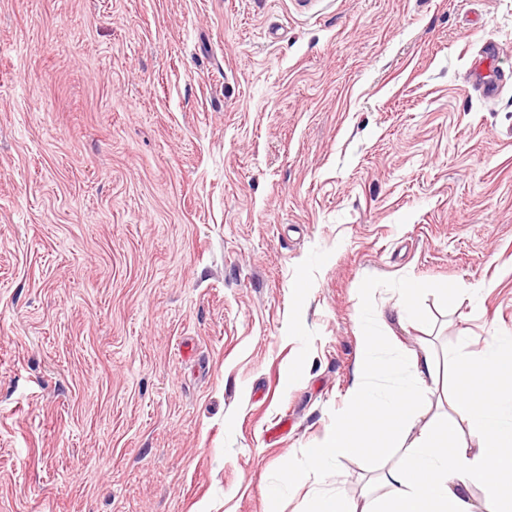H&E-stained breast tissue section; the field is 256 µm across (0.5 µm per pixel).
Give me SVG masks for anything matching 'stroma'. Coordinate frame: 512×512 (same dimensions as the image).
I'll use <instances>...</instances> for the list:
<instances>
[{"mask_svg": "<svg viewBox=\"0 0 512 512\" xmlns=\"http://www.w3.org/2000/svg\"><path fill=\"white\" fill-rule=\"evenodd\" d=\"M367 323L512 334V0H0V512H368Z\"/></svg>", "mask_w": 512, "mask_h": 512, "instance_id": "stroma-1", "label": "stroma"}]
</instances>
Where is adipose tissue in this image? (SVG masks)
Segmentation results:
<instances>
[{"instance_id":"ef3b65f1","label":"adipose tissue","mask_w":512,"mask_h":512,"mask_svg":"<svg viewBox=\"0 0 512 512\" xmlns=\"http://www.w3.org/2000/svg\"><path fill=\"white\" fill-rule=\"evenodd\" d=\"M385 342L375 329L365 328L357 367L360 383L321 446L308 451L309 467L322 470L333 460L385 451L414 431L416 443L386 475L388 491L378 512H476L480 507L485 512H512V495L504 494L500 484L502 474L512 473V338L489 336L478 351L458 360L456 370L469 377L472 396L455 403L456 416L448 423L420 428L416 413L433 360L416 352L383 360ZM398 369L408 374L401 386L384 394L368 389V379ZM463 423L480 444L477 455H469L458 441ZM476 482L485 488L480 507L468 495Z\"/></svg>"}]
</instances>
